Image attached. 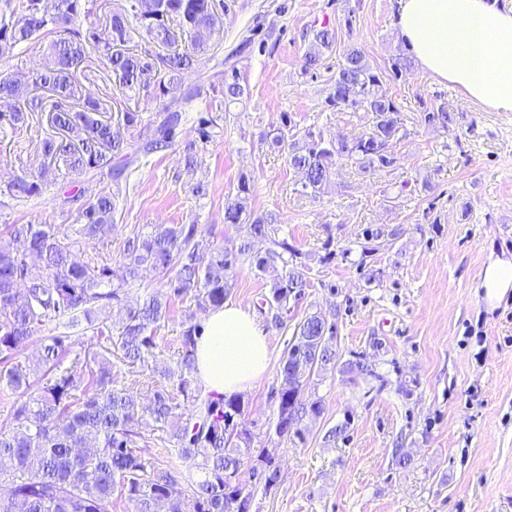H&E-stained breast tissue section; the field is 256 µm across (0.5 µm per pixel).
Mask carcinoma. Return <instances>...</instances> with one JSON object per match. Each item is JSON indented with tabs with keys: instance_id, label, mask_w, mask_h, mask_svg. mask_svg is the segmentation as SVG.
<instances>
[{
	"instance_id": "1",
	"label": "carcinoma",
	"mask_w": 512,
	"mask_h": 512,
	"mask_svg": "<svg viewBox=\"0 0 512 512\" xmlns=\"http://www.w3.org/2000/svg\"><path fill=\"white\" fill-rule=\"evenodd\" d=\"M0 0V52L30 43L42 44V71L27 83L0 72V101L22 97L33 86L48 92L27 102L28 110L0 113V130L29 125V113L47 114L51 133L40 143L43 156L65 170L89 175L97 184L127 178L142 155L173 146L184 120L183 112L164 109L156 122L130 105L145 92L161 99L181 85L184 73L200 57L216 55L213 41L223 25L224 0H149L153 14L145 15L140 0L112 12L111 39L100 40L92 26L81 21L93 14L96 0ZM336 43L335 30L324 25L313 31L311 49L303 55L301 71L315 73L324 54ZM103 70L91 66L93 58ZM106 78L123 103L113 109L101 98L81 96V81ZM378 71L362 49L344 50L333 76L327 103L361 109L372 115L371 132L364 138L324 140L312 130H299L290 119L266 135L268 147L285 155L288 166L302 175V193L317 197L329 182L334 162L345 159L362 170H383L396 163L389 145L400 124L395 100L381 89ZM244 95L239 72L224 74V98ZM221 117L210 112L197 118L199 141L212 138ZM425 120L450 128L454 113L443 106ZM32 175H17L6 193L17 201L42 195ZM250 179H240L234 197L224 203V223L241 232L235 240L217 244L197 224H153L125 243L123 261L87 252L91 242L116 223L118 205L108 190L89 195L79 210L78 223L10 224L7 230L19 243L0 249V393L12 399L0 422V483L10 487L0 497V512H112L118 499L134 512H156L161 502L169 512H252L253 493L240 476L250 462L252 477L270 491L278 471L269 460L252 453L251 433L239 425L241 397L216 398L202 392L195 375L194 348L201 323L190 317L180 335L176 368L164 377L176 390L157 387L143 403L132 391L115 385L113 369L145 364L157 347L156 334L171 302L194 295L203 309L224 306L232 288L229 273L241 257L251 253L252 240L272 244L253 257L254 268L270 280L269 292L258 308L267 320L282 327L291 307L305 297L310 280L307 266L296 261L297 251L277 240L278 229L268 215L247 210ZM152 273L164 289L129 306L114 326L96 317L98 310L123 301L126 287ZM60 322L83 326L90 334L87 354L73 353L68 332L44 335ZM329 330L326 316L306 314L296 323L290 346L281 359L282 387L276 418L279 437L303 438L300 424L324 412L320 399H303L305 386L327 368H336V349L322 347L321 363L309 365L308 339ZM38 342L28 355L30 343ZM192 402L183 412L179 398ZM149 417L166 452L187 467L204 473L198 482L182 484L170 470L150 458L149 441L138 431Z\"/></svg>"
}]
</instances>
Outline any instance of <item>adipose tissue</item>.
<instances>
[{"label": "adipose tissue", "mask_w": 512, "mask_h": 512, "mask_svg": "<svg viewBox=\"0 0 512 512\" xmlns=\"http://www.w3.org/2000/svg\"><path fill=\"white\" fill-rule=\"evenodd\" d=\"M394 31L420 68L485 109L512 112V7L497 0H397ZM264 327L235 304L209 312L196 343L204 392L231 398L266 375Z\"/></svg>", "instance_id": "1"}]
</instances>
